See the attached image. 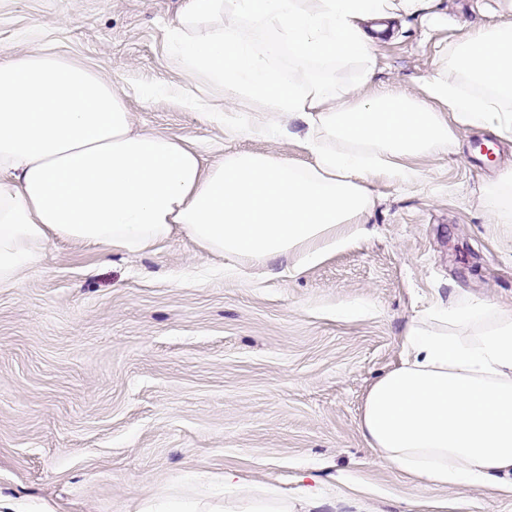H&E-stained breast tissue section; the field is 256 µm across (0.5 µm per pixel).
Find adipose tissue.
<instances>
[{
	"label": "adipose tissue",
	"instance_id": "obj_1",
	"mask_svg": "<svg viewBox=\"0 0 512 512\" xmlns=\"http://www.w3.org/2000/svg\"><path fill=\"white\" fill-rule=\"evenodd\" d=\"M423 0H185L170 28L187 75L249 104L224 136L296 137L310 161L230 152L204 160L182 139L136 129L121 94L38 46L0 62V288L17 287L52 241L136 253L182 235L204 251L301 273L366 236L377 181L417 183L409 158L452 152L458 133L512 140V22L462 29L422 95L370 93L316 74L356 59ZM290 63L275 66L280 55ZM444 112H436L435 104ZM362 437L428 490L512 473V308L464 298L419 310L399 362L366 393ZM142 512H288L275 491L232 502L206 492Z\"/></svg>",
	"mask_w": 512,
	"mask_h": 512
}]
</instances>
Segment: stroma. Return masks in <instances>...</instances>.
<instances>
[{
    "mask_svg": "<svg viewBox=\"0 0 512 512\" xmlns=\"http://www.w3.org/2000/svg\"><path fill=\"white\" fill-rule=\"evenodd\" d=\"M181 3L0 0V58L41 44L112 82L137 128L204 158L308 163L294 139H225L223 89L186 77L175 50ZM500 19L512 0H432L375 43L370 89L421 93L461 26ZM409 164L420 184H375L370 235L295 276L279 260L237 273L183 236L130 255L49 246L0 288V503L135 512L206 484L217 498L268 487L290 512H512V493L479 483L421 488L359 431L416 311L460 295L512 307V223L483 194L512 170V141L473 129Z\"/></svg>",
    "mask_w": 512,
    "mask_h": 512,
    "instance_id": "1",
    "label": "stroma"
}]
</instances>
